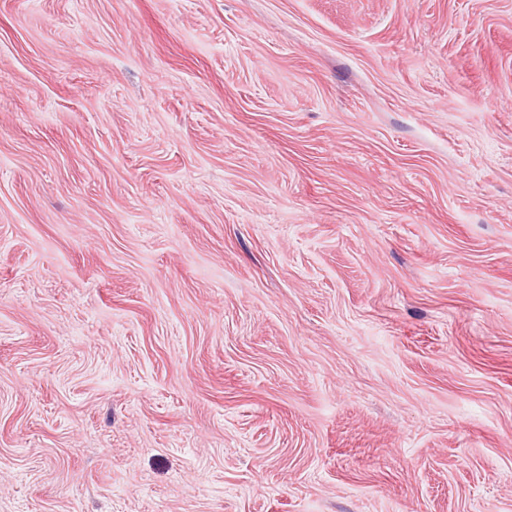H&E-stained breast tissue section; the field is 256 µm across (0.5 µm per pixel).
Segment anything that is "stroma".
<instances>
[{
	"label": "stroma",
	"instance_id": "obj_1",
	"mask_svg": "<svg viewBox=\"0 0 512 512\" xmlns=\"http://www.w3.org/2000/svg\"><path fill=\"white\" fill-rule=\"evenodd\" d=\"M0 512H512V0H0Z\"/></svg>",
	"mask_w": 512,
	"mask_h": 512
}]
</instances>
